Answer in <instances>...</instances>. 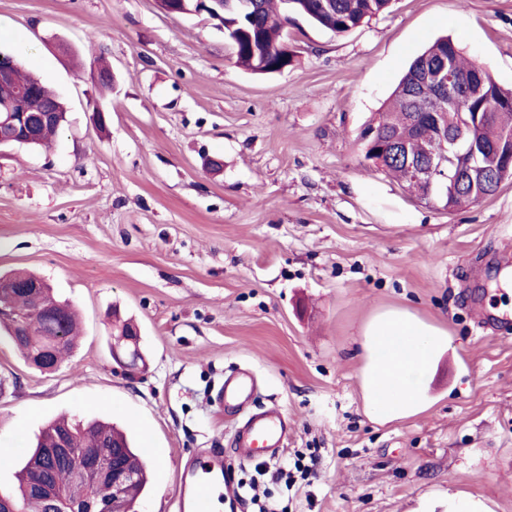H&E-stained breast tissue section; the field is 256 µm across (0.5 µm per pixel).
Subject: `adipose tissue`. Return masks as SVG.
<instances>
[{
	"instance_id": "adipose-tissue-1",
	"label": "adipose tissue",
	"mask_w": 512,
	"mask_h": 512,
	"mask_svg": "<svg viewBox=\"0 0 512 512\" xmlns=\"http://www.w3.org/2000/svg\"><path fill=\"white\" fill-rule=\"evenodd\" d=\"M362 336L361 387L369 413L383 422L419 413L430 368L449 344L448 331L393 308L377 313Z\"/></svg>"
}]
</instances>
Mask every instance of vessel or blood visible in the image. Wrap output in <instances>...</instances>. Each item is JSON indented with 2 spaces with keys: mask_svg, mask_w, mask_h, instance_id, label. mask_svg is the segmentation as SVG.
<instances>
[{
  "mask_svg": "<svg viewBox=\"0 0 512 512\" xmlns=\"http://www.w3.org/2000/svg\"><path fill=\"white\" fill-rule=\"evenodd\" d=\"M255 381L251 370L239 369L224 380L217 395L222 403L248 405L254 398ZM288 439V418L277 407L260 408L248 413L234 428V461L224 451L212 448L200 455L177 475L178 512H238L236 466L262 457L272 458L283 450Z\"/></svg>",
  "mask_w": 512,
  "mask_h": 512,
  "instance_id": "b4317fda",
  "label": "vessel or blood"
}]
</instances>
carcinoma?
I'll return each instance as SVG.
<instances>
[{"label": "carcinoma", "mask_w": 512, "mask_h": 512, "mask_svg": "<svg viewBox=\"0 0 512 512\" xmlns=\"http://www.w3.org/2000/svg\"><path fill=\"white\" fill-rule=\"evenodd\" d=\"M391 2L250 0V4L243 6L237 0H228L224 3V37L237 64L255 73H271L290 62L284 43L287 42L288 25L293 22V16H303L342 34L386 11ZM444 66L460 75L472 72L476 75V90L460 108L448 106V92L441 91L437 83L439 71ZM13 74L11 83L0 85V104L13 100L21 90L32 89L40 99L54 97L39 79L22 72L19 65H14ZM433 112L437 117H431ZM65 118V108L61 105L58 120L37 128L28 147L46 144ZM467 118L470 119L467 138L478 146L491 147L506 135L512 138V90L503 89L487 70L467 62L452 39L443 36L413 59L393 91L387 109L360 134L364 157L382 159L377 169L406 183L424 199L427 188L407 179L406 161L440 151V132L456 129L460 121ZM449 185L450 181L440 175L433 179L431 200L444 209H455L469 201L489 197L487 186L478 176L469 180L462 194L452 193ZM33 281L40 283L44 302L58 317L50 320L29 314L25 336L15 342V346L28 362L47 355L52 368L56 369L75 347L76 319L69 304L57 300L43 279L23 271L5 279L0 277V296L17 309L26 310L28 299L17 288L21 283ZM63 430L70 433L78 452L93 451L108 467L112 466V444L118 445L126 469L135 478L127 500V509L131 512L149 483V472L141 449L135 447L124 432L97 419L72 421L62 417L50 421L28 452L24 466L16 473L17 491L1 493L0 500L12 503L14 512H48L47 498L33 485L39 474L49 477L56 504L66 512H74L84 500L112 493L109 485L78 474L77 461L61 463L44 454V449L53 447L56 434Z\"/></svg>", "instance_id": "1"}]
</instances>
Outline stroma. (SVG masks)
Masks as SVG:
<instances>
[{
  "instance_id": "35a3bbf8",
  "label": "stroma",
  "mask_w": 512,
  "mask_h": 512,
  "mask_svg": "<svg viewBox=\"0 0 512 512\" xmlns=\"http://www.w3.org/2000/svg\"><path fill=\"white\" fill-rule=\"evenodd\" d=\"M291 62L236 64L224 26L156 0H0V51L67 107L50 149L0 148V274L26 269L79 311L78 349L51 373L0 339V488L59 415L102 419L155 448L137 512H176V473L224 448L215 403L253 371L256 402L293 429L277 464L317 453L292 489L238 468L284 512H512V318L482 306L512 268V180L447 212L364 158L360 130L411 60L450 36L512 88V0H392L346 34L296 17ZM111 67V87L93 75ZM106 112L105 126L93 120ZM406 308L448 330L425 408L369 417L359 333ZM135 320L147 365L124 369L112 316Z\"/></svg>"
}]
</instances>
